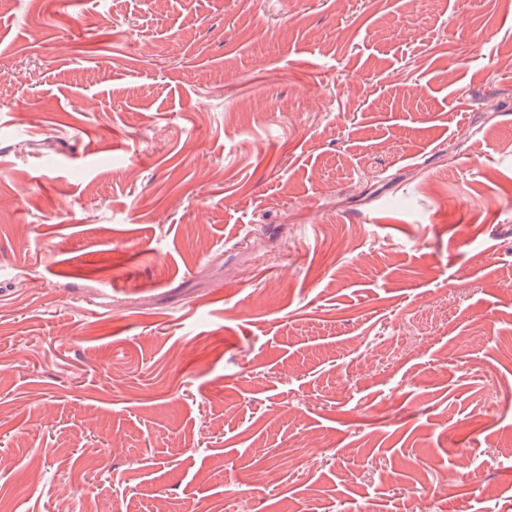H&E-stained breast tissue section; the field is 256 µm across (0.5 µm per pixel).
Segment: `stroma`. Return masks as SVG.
<instances>
[{"label":"stroma","instance_id":"stroma-1","mask_svg":"<svg viewBox=\"0 0 512 512\" xmlns=\"http://www.w3.org/2000/svg\"><path fill=\"white\" fill-rule=\"evenodd\" d=\"M511 345L503 0H0V512H512Z\"/></svg>","mask_w":512,"mask_h":512}]
</instances>
